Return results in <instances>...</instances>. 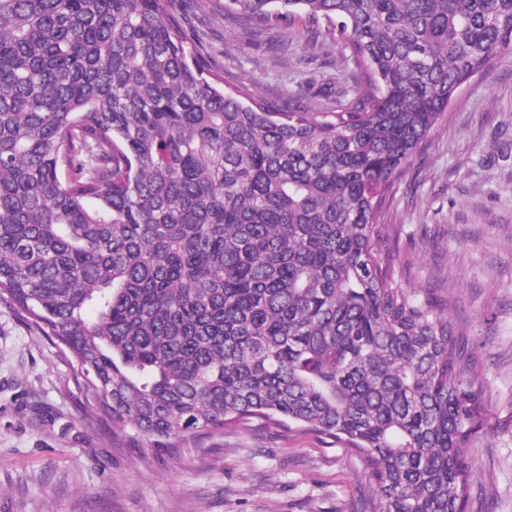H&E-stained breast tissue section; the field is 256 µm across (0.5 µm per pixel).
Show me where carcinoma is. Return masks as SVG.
<instances>
[{"mask_svg":"<svg viewBox=\"0 0 512 512\" xmlns=\"http://www.w3.org/2000/svg\"><path fill=\"white\" fill-rule=\"evenodd\" d=\"M176 2L0 0V303L130 445L261 421L359 458L363 512H468L479 358L402 286L384 204L512 0H224L343 42L321 112L225 92Z\"/></svg>","mask_w":512,"mask_h":512,"instance_id":"carcinoma-1","label":"carcinoma"}]
</instances>
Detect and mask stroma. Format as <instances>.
<instances>
[{
  "label": "stroma",
  "mask_w": 512,
  "mask_h": 512,
  "mask_svg": "<svg viewBox=\"0 0 512 512\" xmlns=\"http://www.w3.org/2000/svg\"><path fill=\"white\" fill-rule=\"evenodd\" d=\"M228 84L284 106L351 78L321 37L276 49L222 15L178 4ZM407 288L440 289L481 357L490 404L466 455L469 512H512V50L464 83L391 196ZM48 339L0 304V512H361L363 465L331 440L252 422L171 459L110 443ZM44 420H37V413Z\"/></svg>",
  "instance_id": "1"
}]
</instances>
